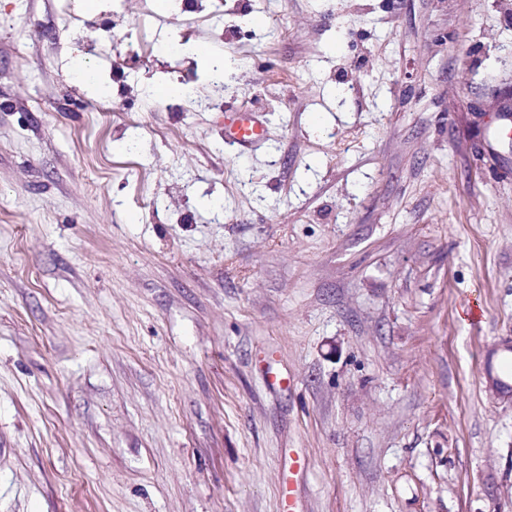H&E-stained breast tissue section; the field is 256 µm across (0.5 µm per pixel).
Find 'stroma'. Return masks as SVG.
Listing matches in <instances>:
<instances>
[{"instance_id": "1", "label": "stroma", "mask_w": 512, "mask_h": 512, "mask_svg": "<svg viewBox=\"0 0 512 512\" xmlns=\"http://www.w3.org/2000/svg\"><path fill=\"white\" fill-rule=\"evenodd\" d=\"M264 12L0 0V512H512V0ZM238 119L224 121V142L247 148L261 138L263 129L254 112H239Z\"/></svg>"}]
</instances>
